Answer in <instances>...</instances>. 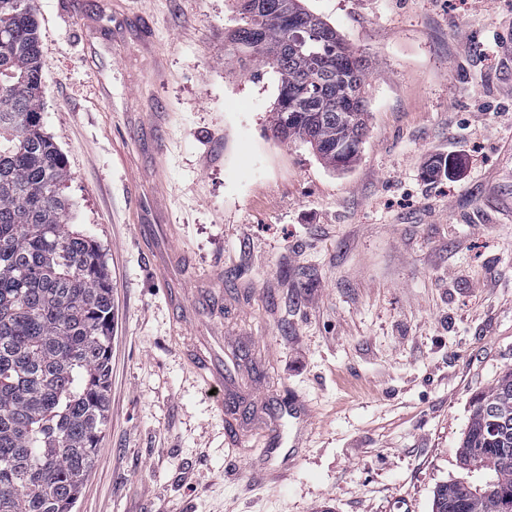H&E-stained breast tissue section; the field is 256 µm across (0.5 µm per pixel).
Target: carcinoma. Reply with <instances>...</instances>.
<instances>
[{"label":"carcinoma","mask_w":512,"mask_h":512,"mask_svg":"<svg viewBox=\"0 0 512 512\" xmlns=\"http://www.w3.org/2000/svg\"><path fill=\"white\" fill-rule=\"evenodd\" d=\"M227 60L277 77L270 130L329 169L358 158L369 62L300 0H233ZM314 24L300 51L288 43ZM45 61L35 0H0V512H73L106 423L114 318L105 255L71 223L63 156L41 124ZM463 476L433 512H492L512 498V369L474 399L456 450Z\"/></svg>","instance_id":"carcinoma-1"}]
</instances>
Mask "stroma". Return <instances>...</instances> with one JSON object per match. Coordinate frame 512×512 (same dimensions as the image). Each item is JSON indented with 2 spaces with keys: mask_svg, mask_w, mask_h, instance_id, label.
<instances>
[{
  "mask_svg": "<svg viewBox=\"0 0 512 512\" xmlns=\"http://www.w3.org/2000/svg\"><path fill=\"white\" fill-rule=\"evenodd\" d=\"M302 3L369 61L345 173L273 138L271 69L225 66L232 0H36L43 125L117 313L75 512H432L512 367V0ZM182 287L213 291L186 325ZM214 324L252 340L240 386L314 411L295 460L228 443L180 350Z\"/></svg>",
  "mask_w": 512,
  "mask_h": 512,
  "instance_id": "stroma-1",
  "label": "stroma"
}]
</instances>
